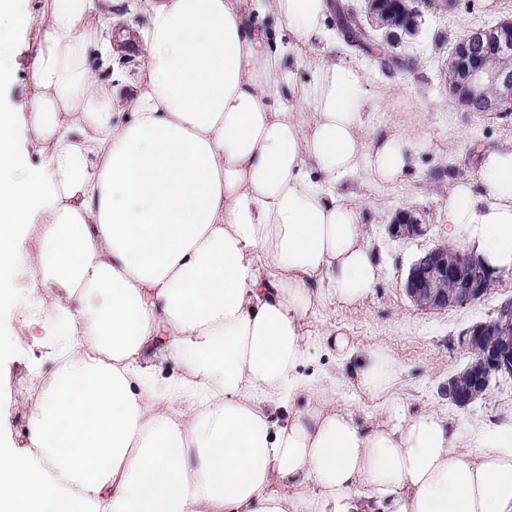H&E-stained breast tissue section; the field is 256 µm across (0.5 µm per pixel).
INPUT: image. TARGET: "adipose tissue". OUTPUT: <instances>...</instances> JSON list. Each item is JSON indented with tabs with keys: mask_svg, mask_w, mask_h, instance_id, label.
I'll use <instances>...</instances> for the list:
<instances>
[{
	"mask_svg": "<svg viewBox=\"0 0 512 512\" xmlns=\"http://www.w3.org/2000/svg\"><path fill=\"white\" fill-rule=\"evenodd\" d=\"M121 2L51 0L27 106L0 110V295L40 225L28 321L63 288L49 348L66 357L30 450H0V512H512V421L411 414L385 346L309 329L371 297L356 189L404 179L425 114L369 127L394 90L335 57L329 0H129L143 32L114 27ZM92 50L136 52V74L100 81ZM447 238L512 274V138L449 181ZM160 341L190 361L163 404L137 368ZM316 344L340 378L300 373ZM344 384L377 422L337 401Z\"/></svg>",
	"mask_w": 512,
	"mask_h": 512,
	"instance_id": "ef3b65f1",
	"label": "adipose tissue"
}]
</instances>
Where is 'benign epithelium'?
<instances>
[{
	"label": "benign epithelium",
	"instance_id": "1",
	"mask_svg": "<svg viewBox=\"0 0 512 512\" xmlns=\"http://www.w3.org/2000/svg\"><path fill=\"white\" fill-rule=\"evenodd\" d=\"M448 92L469 111L503 112L512 107V19L488 28H472L455 42L448 58ZM392 236L415 238L424 225L409 211H400L389 225ZM494 281L480 260L449 247H435L410 266L403 288L424 309H448L486 297ZM471 354L461 375L470 376L463 390L458 376L448 379V400L466 408L482 397L492 378H512V297L500 303L495 315L473 324L462 337Z\"/></svg>",
	"mask_w": 512,
	"mask_h": 512
}]
</instances>
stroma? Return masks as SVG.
<instances>
[{"instance_id": "1", "label": "stroma", "mask_w": 512, "mask_h": 512, "mask_svg": "<svg viewBox=\"0 0 512 512\" xmlns=\"http://www.w3.org/2000/svg\"><path fill=\"white\" fill-rule=\"evenodd\" d=\"M498 11L487 12L480 0H456L453 8L424 9L418 37H401L396 48L406 68L388 69L370 64L376 83H389L395 98L372 112L370 127L382 128L408 120L415 113L427 117L425 144L404 181L391 188L365 186L360 190L361 219L370 244L384 266L372 297L360 308L329 305L311 329L333 328L360 347L384 345L394 355L404 381L403 396L411 412L435 409L451 419L463 418L482 431L512 417V379H493L486 395L469 407L452 405L446 387L449 376L468 361L460 338L473 323L494 315L500 302L512 296V277H505L483 300L442 310H424L412 304L401 283L412 261L424 250L447 244L449 180L472 174L478 149L512 135V112L475 115L458 107L448 96V56L456 38L474 27H488L512 16V0H497ZM35 24L20 26L10 43L14 70L10 83L0 85V107L24 101L26 73L37 49ZM460 130L449 141V127ZM411 210L427 224L424 237L395 240L387 233L400 210ZM25 307L19 301L0 303V448L27 444L33 406L26 387L46 384L53 360L49 354V320L25 328Z\"/></svg>"}]
</instances>
